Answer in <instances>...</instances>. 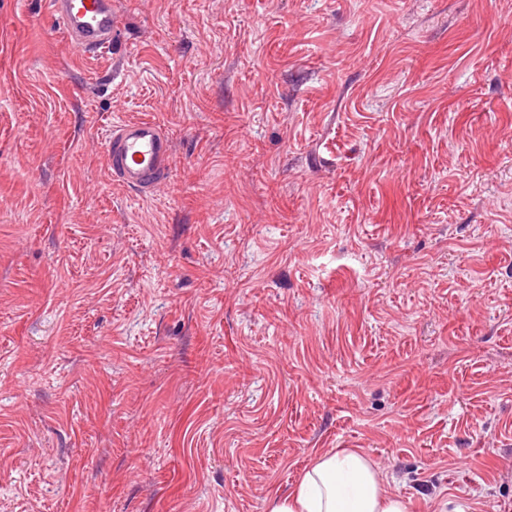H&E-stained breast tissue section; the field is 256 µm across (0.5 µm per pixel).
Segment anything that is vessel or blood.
I'll return each instance as SVG.
<instances>
[{
	"mask_svg": "<svg viewBox=\"0 0 512 512\" xmlns=\"http://www.w3.org/2000/svg\"><path fill=\"white\" fill-rule=\"evenodd\" d=\"M53 19L78 54H93L112 44L118 21L112 0H49ZM108 162L114 183L146 191L172 169V147L165 130L148 120L113 123Z\"/></svg>",
	"mask_w": 512,
	"mask_h": 512,
	"instance_id": "vessel-or-blood-1",
	"label": "vessel or blood"
}]
</instances>
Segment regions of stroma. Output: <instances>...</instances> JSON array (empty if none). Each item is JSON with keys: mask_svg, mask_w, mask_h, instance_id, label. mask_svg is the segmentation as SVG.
Listing matches in <instances>:
<instances>
[{"mask_svg": "<svg viewBox=\"0 0 512 512\" xmlns=\"http://www.w3.org/2000/svg\"><path fill=\"white\" fill-rule=\"evenodd\" d=\"M112 11L0 0V512H267L337 448L512 512V0ZM52 18L80 55L94 54L112 45L118 21L112 0H50ZM107 147L112 181L123 188L150 190L171 172V142L165 130L155 122L113 123Z\"/></svg>", "mask_w": 512, "mask_h": 512, "instance_id": "stroma-1", "label": "stroma"}]
</instances>
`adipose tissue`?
I'll list each match as a JSON object with an SVG mask.
<instances>
[{
    "instance_id": "adipose-tissue-1",
    "label": "adipose tissue",
    "mask_w": 512,
    "mask_h": 512,
    "mask_svg": "<svg viewBox=\"0 0 512 512\" xmlns=\"http://www.w3.org/2000/svg\"><path fill=\"white\" fill-rule=\"evenodd\" d=\"M268 512H407V505L386 492L363 450L339 448L318 455L287 494L272 496Z\"/></svg>"
}]
</instances>
